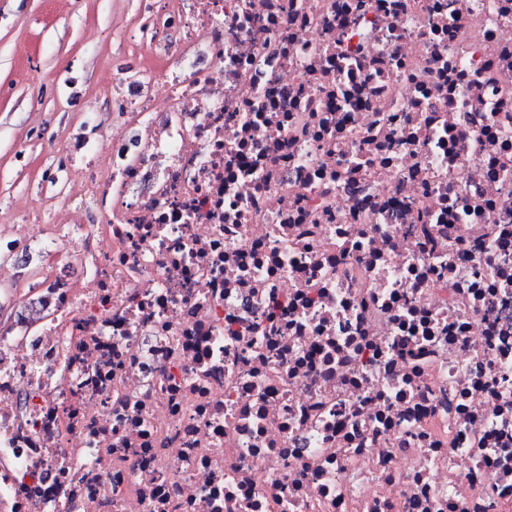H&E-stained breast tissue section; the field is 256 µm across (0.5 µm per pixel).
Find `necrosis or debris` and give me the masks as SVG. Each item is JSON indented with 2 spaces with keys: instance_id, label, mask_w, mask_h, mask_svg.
<instances>
[{
  "instance_id": "4bbe7bcc",
  "label": "necrosis or debris",
  "mask_w": 512,
  "mask_h": 512,
  "mask_svg": "<svg viewBox=\"0 0 512 512\" xmlns=\"http://www.w3.org/2000/svg\"><path fill=\"white\" fill-rule=\"evenodd\" d=\"M112 40L76 221L0 227V512H512V0Z\"/></svg>"
}]
</instances>
